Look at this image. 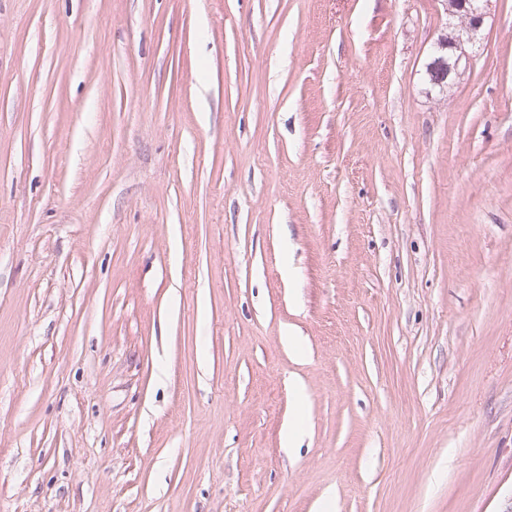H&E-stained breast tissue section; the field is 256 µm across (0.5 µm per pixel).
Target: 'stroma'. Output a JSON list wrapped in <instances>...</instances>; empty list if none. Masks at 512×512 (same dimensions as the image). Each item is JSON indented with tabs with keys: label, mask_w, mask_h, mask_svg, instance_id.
I'll return each instance as SVG.
<instances>
[{
	"label": "stroma",
	"mask_w": 512,
	"mask_h": 512,
	"mask_svg": "<svg viewBox=\"0 0 512 512\" xmlns=\"http://www.w3.org/2000/svg\"><path fill=\"white\" fill-rule=\"evenodd\" d=\"M447 30L0 0V512H505L512 0ZM448 13V33L434 44V57L427 67L431 84L444 91L460 79L469 66L472 55L468 45L480 40L491 0H445ZM459 21L460 25L455 21Z\"/></svg>",
	"instance_id": "35a3bbf8"
}]
</instances>
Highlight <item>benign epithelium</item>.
Masks as SVG:
<instances>
[{
    "label": "benign epithelium",
    "mask_w": 512,
    "mask_h": 512,
    "mask_svg": "<svg viewBox=\"0 0 512 512\" xmlns=\"http://www.w3.org/2000/svg\"><path fill=\"white\" fill-rule=\"evenodd\" d=\"M491 0H445L448 33L434 44V57L427 67L431 84L444 90L461 77L472 55L468 46L480 39Z\"/></svg>",
    "instance_id": "obj_1"
}]
</instances>
